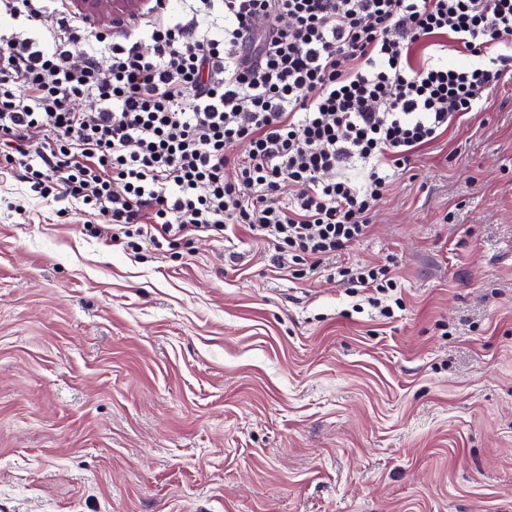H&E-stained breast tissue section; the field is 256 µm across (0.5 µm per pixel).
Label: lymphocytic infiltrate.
I'll use <instances>...</instances> for the list:
<instances>
[{"label":"lymphocytic infiltrate","instance_id":"1","mask_svg":"<svg viewBox=\"0 0 512 512\" xmlns=\"http://www.w3.org/2000/svg\"><path fill=\"white\" fill-rule=\"evenodd\" d=\"M217 9L219 38L200 28ZM184 11L148 0L103 56L105 34L69 0H0V14L54 38L47 52L0 34V174L22 170L40 198L90 206L115 242L159 250L245 227L278 268L333 267L392 317L403 298L388 266L335 259L367 236L391 171L512 74V0H185ZM449 49L460 64L444 61ZM76 97L95 108L74 111Z\"/></svg>","mask_w":512,"mask_h":512}]
</instances>
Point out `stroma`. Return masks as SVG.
<instances>
[{
	"label": "stroma",
	"instance_id": "obj_1",
	"mask_svg": "<svg viewBox=\"0 0 512 512\" xmlns=\"http://www.w3.org/2000/svg\"><path fill=\"white\" fill-rule=\"evenodd\" d=\"M96 221L0 178V512H512V79L348 253L393 318L243 229ZM390 265H373L366 262L346 263L334 266V276L353 292H365L370 305L379 309L381 316L391 318L394 314L392 301L399 309L403 306L401 287L390 275Z\"/></svg>",
	"mask_w": 512,
	"mask_h": 512
}]
</instances>
